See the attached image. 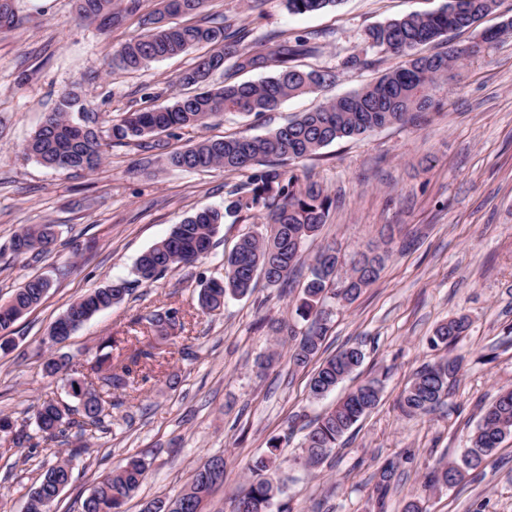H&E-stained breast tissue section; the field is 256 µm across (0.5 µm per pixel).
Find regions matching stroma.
I'll return each mask as SVG.
<instances>
[{"instance_id": "1", "label": "stroma", "mask_w": 512, "mask_h": 512, "mask_svg": "<svg viewBox=\"0 0 512 512\" xmlns=\"http://www.w3.org/2000/svg\"><path fill=\"white\" fill-rule=\"evenodd\" d=\"M444 2L339 0L316 13L293 14L283 0H208L203 13L215 21L256 35L311 37L315 50L304 65L339 66V77L261 116L234 112L205 127L175 130L167 138L170 148L205 137L260 135L376 80L401 65V57L378 55L369 66L340 67L345 57L364 54L365 29L438 10ZM16 6L20 24L0 32V304L29 277H46L52 286L17 320L8 348L0 349V414L31 434L39 402L67 401L63 382L42 371L47 328L70 302L107 282L129 281L132 292L77 329L57 353L87 370L110 336L113 362L138 347L161 358L147 365L148 381L108 396L104 429L73 459L56 512H79L92 485L131 455L145 458L149 470L127 512L174 494L213 455L224 458V485L207 512H230L253 459L274 437L283 440L293 512H403L414 496L426 512H512V437L483 472L448 489L426 484L438 464L467 447L482 409L501 388L512 387V34L483 58L464 62L436 108L416 122L335 142L295 167L336 198L320 235L302 245V265L328 243L346 262L375 247L388 253L374 285L353 303L334 304L319 352L325 358L361 345L365 359L340 392L377 378L381 399L320 468L308 471L294 462L303 427L333 407L340 392L310 400L309 369L293 367L284 354L270 368L258 367L272 350L274 323L304 330L294 314L299 288L285 292L262 282L249 297L228 300L221 312H197L201 283L223 277L225 255L242 235L262 231L259 219L221 225L211 253L194 266L151 284L136 282L133 274L141 252L195 210L223 206L247 172L171 170L160 150L135 144L112 145L92 172L61 173L23 153L25 140L72 85H81L105 131L126 112L171 104L196 51L116 74L109 66L113 50L142 32L141 18L157 0H142L138 16L107 33L80 20L73 0H16ZM25 224L59 227L56 244L39 261L9 250ZM169 307L183 311L184 332L131 339L132 319ZM459 315L470 321L467 335L452 348L433 347L436 326ZM448 357L461 358L462 370L445 405L426 415L403 414L398 401L414 373ZM171 374L178 377L173 388ZM75 444L70 436L49 450L0 452V512H25L41 474ZM388 464L395 476L382 496L379 473Z\"/></svg>"}]
</instances>
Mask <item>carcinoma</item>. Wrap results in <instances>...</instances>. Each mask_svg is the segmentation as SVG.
Here are the masks:
<instances>
[{
  "label": "carcinoma",
  "mask_w": 512,
  "mask_h": 512,
  "mask_svg": "<svg viewBox=\"0 0 512 512\" xmlns=\"http://www.w3.org/2000/svg\"><path fill=\"white\" fill-rule=\"evenodd\" d=\"M80 19L96 22L103 30L118 27L135 15L141 0H126L124 7H113V0H75ZM208 0H159L160 8L144 20L146 30L122 43L112 53V73L134 72L150 63L172 58L193 48H205L194 66L179 77L188 93L174 97L170 105L138 109L126 113L112 124V139L139 141L163 147L159 136L183 127H203L226 112L261 116L276 110L282 102L297 96L314 94L336 82V68L306 69L297 61L311 54L314 46L308 38L283 39L266 48L267 37L245 43L249 32L231 25H213L195 20ZM288 10L296 14L314 13L336 5L337 0H286ZM499 0H447L430 13H408L371 26L366 32L367 50L375 55L392 54L404 63L382 74L362 88L325 100L286 125L262 135L204 138L192 146L165 154L166 165L174 170L196 172L221 168L226 171L252 170L248 181L230 192L224 208L203 207L174 226L171 233L142 252L135 263L137 280L154 283L169 270L193 265L205 258L213 247L218 227L227 219L236 223L260 216L265 231L242 237L224 259V277L205 282L197 295V306L209 314L224 306L230 297L243 298L253 291L258 278L271 286L286 288L295 282L302 244L315 238L327 223L336 199L310 178H301L290 168L293 163L311 157L337 140L355 139L370 131L396 123L415 120L435 106V93L455 73L462 60L480 55L484 44L512 30V20L486 32L482 43L464 48L448 47L424 53L429 45L448 43V34L476 27L494 12ZM18 22L15 0H0V31L13 29ZM272 70L274 74L257 82L242 81L216 86L211 77L225 74ZM81 87L65 91L56 108L24 145L26 155L57 171H94L108 146L98 127L99 115L81 104ZM57 238L56 225L24 226L14 234L9 249L16 255H28L34 261L48 253ZM330 246L322 247L314 257L295 314L307 322L300 339L286 322L276 333L293 341L289 362L306 367L313 362L329 330L331 316L327 301L339 298L353 302L361 291L378 278L383 254H364L366 265L355 261L346 276L340 275L337 260H329ZM49 280L32 276L15 289L10 300L0 304V334L10 333L14 322L36 308L45 297ZM125 280L111 281L91 289L55 320L59 328L48 331V348L69 338L94 314L112 308L129 294ZM149 328L162 334L184 329L177 308H167L143 317ZM470 323L464 316L440 324L431 338L434 346L453 347L466 335ZM154 359L148 350L136 349L120 368L98 377L99 388L74 389L89 376L75 377L69 361L49 352L43 363L45 376L60 379L73 390L77 405L62 413L52 399L37 405L35 419L42 441L56 442L75 432L87 441L103 428L106 416L103 394L126 390L135 383L138 372ZM364 353L348 346L324 359L308 381L309 397L321 400L349 378L362 364ZM461 370L457 358L427 364L416 371L399 399V407L409 415L427 414L448 399V386ZM381 382L369 379L349 391L329 411L307 426L303 456L296 462L307 470L319 468L329 458L341 438L379 402ZM0 433L21 447L31 436L16 429L8 417L0 418ZM512 435V389L498 393L485 408L470 436V445L461 457L431 472L430 484L450 488L462 482L469 472L481 468ZM282 440L273 438L266 455L257 458L251 468L252 479L231 501L230 512H292L284 496L287 478L280 474L277 460ZM148 465L136 455L103 476L82 501V512H123V507L146 479ZM72 468L64 460L53 465L31 492L27 512H52L55 501L70 484ZM224 483V457L208 458L193 472L190 481L174 495L156 496L143 505L142 512H206L214 490Z\"/></svg>",
  "instance_id": "carcinoma-1"
}]
</instances>
